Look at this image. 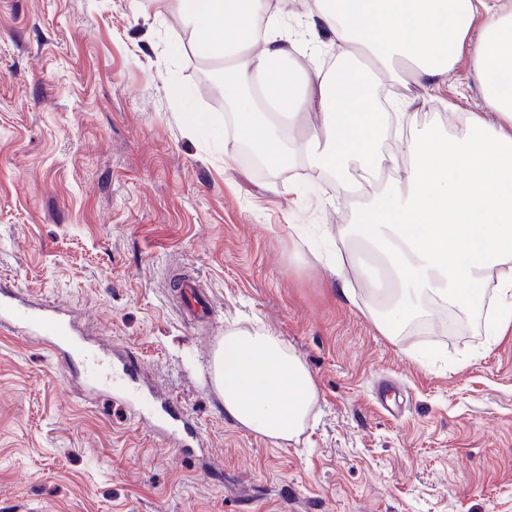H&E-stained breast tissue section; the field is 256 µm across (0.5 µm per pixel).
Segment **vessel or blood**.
<instances>
[{
    "label": "vessel or blood",
    "instance_id": "obj_1",
    "mask_svg": "<svg viewBox=\"0 0 512 512\" xmlns=\"http://www.w3.org/2000/svg\"><path fill=\"white\" fill-rule=\"evenodd\" d=\"M179 294L187 321H202L208 317L211 303L193 280L179 275ZM0 328L36 339L53 352L78 355L92 382L108 386L134 388L138 382L136 367L127 361L111 362L100 349L90 346L81 336L73 318L63 308L18 297L14 289L0 284ZM164 410L169 417L162 433L185 448V439L193 435V420L174 400H166Z\"/></svg>",
    "mask_w": 512,
    "mask_h": 512
}]
</instances>
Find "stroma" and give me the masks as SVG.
<instances>
[{
	"mask_svg": "<svg viewBox=\"0 0 512 512\" xmlns=\"http://www.w3.org/2000/svg\"><path fill=\"white\" fill-rule=\"evenodd\" d=\"M221 67L156 0H0V282L144 373L121 403L88 392L80 359L0 330V512H512V331L476 312L453 334L434 305L424 328L381 335L342 244L354 198L306 165L245 164L208 83ZM399 91L416 101L404 140L482 109L464 59ZM185 112L204 117L191 136ZM182 270L211 299L204 325L176 305ZM254 324L316 381L300 443L239 426L209 379L225 331ZM168 397L205 455L154 435Z\"/></svg>",
	"mask_w": 512,
	"mask_h": 512,
	"instance_id": "stroma-1",
	"label": "stroma"
}]
</instances>
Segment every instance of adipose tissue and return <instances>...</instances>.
I'll return each instance as SVG.
<instances>
[{
  "label": "adipose tissue",
  "mask_w": 512,
  "mask_h": 512,
  "mask_svg": "<svg viewBox=\"0 0 512 512\" xmlns=\"http://www.w3.org/2000/svg\"><path fill=\"white\" fill-rule=\"evenodd\" d=\"M202 55L224 62V97L237 108L240 137L275 166L302 163L331 173L341 195H358L351 251L369 254L389 280L375 289L369 316L398 335L423 306L478 308L486 294L502 305L488 322L512 328V8L501 0H312L306 14L319 47L345 58L324 70L283 68L293 42L272 0H178ZM484 109L455 115L454 134L411 139L409 162L383 152L384 129L411 108L381 116L368 105L373 75L439 86L461 55ZM255 86V95L245 94ZM319 135L292 132L309 115ZM402 167L399 178L380 174ZM213 384L225 413L250 432L282 445L298 441L317 400L302 357L264 328L225 332L212 357Z\"/></svg>",
  "instance_id": "ef3b65f1"
}]
</instances>
